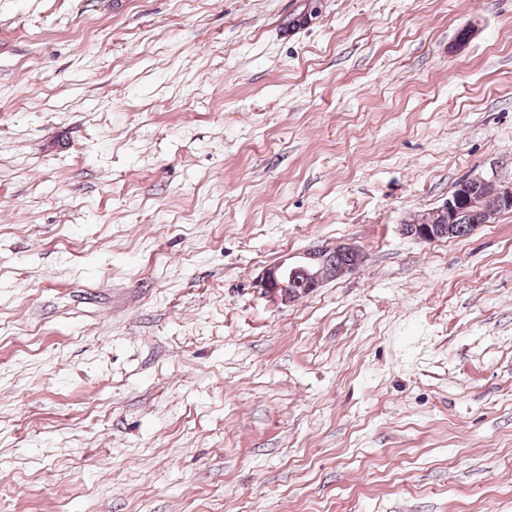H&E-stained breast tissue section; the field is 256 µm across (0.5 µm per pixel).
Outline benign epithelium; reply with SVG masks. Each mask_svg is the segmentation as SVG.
Wrapping results in <instances>:
<instances>
[{
	"label": "benign epithelium",
	"mask_w": 512,
	"mask_h": 512,
	"mask_svg": "<svg viewBox=\"0 0 512 512\" xmlns=\"http://www.w3.org/2000/svg\"><path fill=\"white\" fill-rule=\"evenodd\" d=\"M486 186L487 198L465 197L450 193L448 201L432 211L431 220L416 224H401L402 234L421 242H434L454 235L456 225L452 218L458 210L471 207L484 212V223L488 224L501 212L512 210V187H503L488 179H481ZM335 254L345 255L350 262L342 265L332 260ZM362 263L361 250L349 243H339L334 247L315 246L296 260L284 256L278 262L263 269L255 282V287L282 305H290L305 295L312 294L324 283L356 271ZM301 275L305 291L300 293L292 286L289 277Z\"/></svg>",
	"instance_id": "1"
}]
</instances>
